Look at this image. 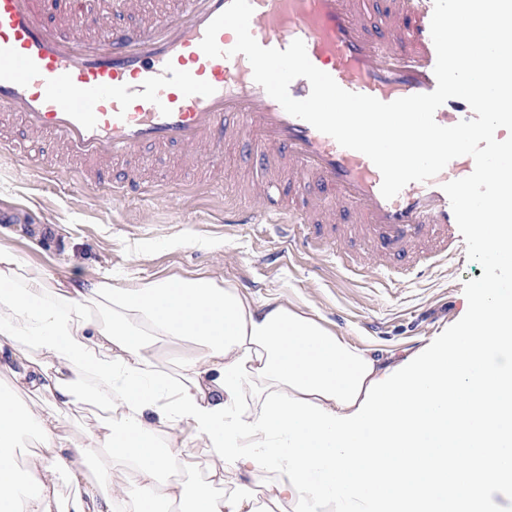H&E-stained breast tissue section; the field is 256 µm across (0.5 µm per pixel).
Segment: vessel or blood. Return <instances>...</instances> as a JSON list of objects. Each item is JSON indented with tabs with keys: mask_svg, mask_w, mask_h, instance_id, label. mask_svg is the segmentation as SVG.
<instances>
[{
	"mask_svg": "<svg viewBox=\"0 0 512 512\" xmlns=\"http://www.w3.org/2000/svg\"><path fill=\"white\" fill-rule=\"evenodd\" d=\"M250 32L263 47L302 40L311 63L343 89L391 102L436 87V51L427 0H250ZM230 0H157L135 26L88 20L70 35L71 17L86 18L85 0H70V17L49 22L41 0H0V116H17L29 137L45 138L66 159L102 181L105 195L139 197L151 184L127 170L108 183L110 163L133 162L141 148L189 152L199 168L225 141L251 150L259 168L284 166L308 195L285 224L313 225L305 247L335 244L340 257L362 242L367 266L399 261L411 280L446 263L461 238L446 182L470 175L461 156L426 182L384 198L382 176L364 154L341 147L291 116L253 79L241 54L207 57L200 48L209 23ZM462 99L434 115L442 126L472 119ZM271 202L268 187L225 204L228 224L253 223Z\"/></svg>",
	"mask_w": 512,
	"mask_h": 512,
	"instance_id": "obj_1",
	"label": "vessel or blood"
}]
</instances>
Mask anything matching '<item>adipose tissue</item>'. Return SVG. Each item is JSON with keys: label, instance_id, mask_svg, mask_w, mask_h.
I'll return each instance as SVG.
<instances>
[{"label": "adipose tissue", "instance_id": "adipose-tissue-1", "mask_svg": "<svg viewBox=\"0 0 512 512\" xmlns=\"http://www.w3.org/2000/svg\"><path fill=\"white\" fill-rule=\"evenodd\" d=\"M473 294L459 336L396 361L204 275L52 288L0 245V369L49 407L34 418L0 392V512H473L508 496L512 293L489 281ZM163 348L179 349L174 367L156 362ZM91 377L112 414L77 446L59 412L86 402ZM32 433L23 472L15 450ZM194 442L224 465L189 482ZM104 454L111 468L88 481ZM230 469L271 475L266 499L224 492Z\"/></svg>", "mask_w": 512, "mask_h": 512}]
</instances>
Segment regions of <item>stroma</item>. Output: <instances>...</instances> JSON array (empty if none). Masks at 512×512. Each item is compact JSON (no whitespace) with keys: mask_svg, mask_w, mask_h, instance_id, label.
I'll return each mask as SVG.
<instances>
[{"mask_svg":"<svg viewBox=\"0 0 512 512\" xmlns=\"http://www.w3.org/2000/svg\"><path fill=\"white\" fill-rule=\"evenodd\" d=\"M50 142L24 157L0 154V243L12 247L49 284L109 275L126 286L145 279L199 274L262 302L279 300L313 311L345 341L393 358L431 343L463 317L465 281L482 268L461 256L406 281L368 271L356 275L335 249L314 254L288 242L303 236L275 223L224 224L225 196L247 195L256 173L239 143L228 141L218 162L222 192L201 186L181 151H141L139 177L169 186L159 197L105 201L81 166L42 168Z\"/></svg>","mask_w":512,"mask_h":512,"instance_id":"stroma-1","label":"stroma"}]
</instances>
